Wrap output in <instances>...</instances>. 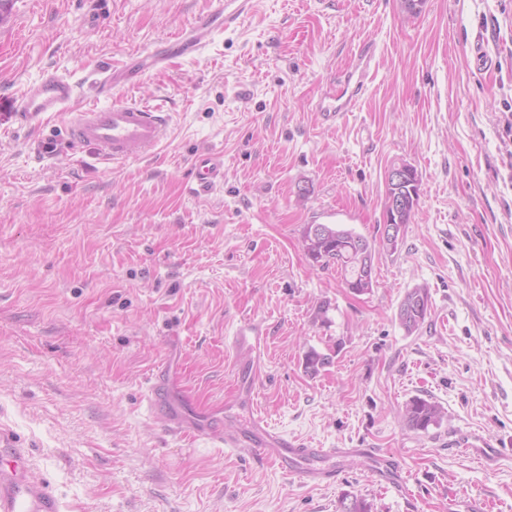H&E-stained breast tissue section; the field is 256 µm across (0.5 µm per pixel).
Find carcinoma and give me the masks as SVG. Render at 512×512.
Segmentation results:
<instances>
[{"label": "carcinoma", "mask_w": 512, "mask_h": 512, "mask_svg": "<svg viewBox=\"0 0 512 512\" xmlns=\"http://www.w3.org/2000/svg\"><path fill=\"white\" fill-rule=\"evenodd\" d=\"M303 251L306 258L321 268L331 265L340 269L344 283L356 294L367 293L376 284L374 257L380 249L390 254L401 250L404 239H392L387 234L377 240H369L352 229L339 224H308L302 233ZM431 296L425 285L409 289L398 308V321L406 335L418 332L431 313ZM331 363V356L311 348L305 353L306 373L319 374ZM442 407L430 398L414 397L403 410L405 425L423 433L441 425ZM336 512H371V505L364 499L350 494L343 495Z\"/></svg>", "instance_id": "cac0c4a2"}]
</instances>
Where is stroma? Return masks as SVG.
I'll return each mask as SVG.
<instances>
[{"label": "stroma", "mask_w": 512, "mask_h": 512, "mask_svg": "<svg viewBox=\"0 0 512 512\" xmlns=\"http://www.w3.org/2000/svg\"><path fill=\"white\" fill-rule=\"evenodd\" d=\"M214 0H10L0 97L69 74L76 107L166 103L149 154L106 163L72 148L65 117L22 128L0 112V493L15 481L52 512H512V0H256L194 59L102 92L105 68L175 37ZM375 71L356 109L316 104L359 46ZM53 153H46L45 144ZM224 155L208 188L194 156ZM414 166L404 245L374 259L370 293L310 264L306 224L367 238L385 175ZM432 309L413 335L397 312L417 285ZM259 323L258 353L235 348ZM331 355L318 375L308 349ZM173 367L190 407L237 427L262 416L333 458L312 486L212 439L168 434L150 402ZM445 410L422 433L413 397ZM497 449L486 459L473 443ZM394 457L404 486L355 456ZM402 417L408 428L426 433L441 425L444 411L432 398L414 397L405 404Z\"/></svg>", "instance_id": "stroma-1"}]
</instances>
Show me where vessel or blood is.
Masks as SVG:
<instances>
[{
  "instance_id": "b4317fda",
  "label": "vessel or blood",
  "mask_w": 512,
  "mask_h": 512,
  "mask_svg": "<svg viewBox=\"0 0 512 512\" xmlns=\"http://www.w3.org/2000/svg\"><path fill=\"white\" fill-rule=\"evenodd\" d=\"M254 0H218L209 13L195 21L168 43L139 55L137 62L109 69L101 81L103 89L120 83H133L142 72L164 67L170 59L194 58L201 55L224 31L236 27L250 14ZM374 68L371 47L360 49L352 64L334 80L326 91L319 109L324 118L337 120L353 111L366 90ZM76 86L69 77L50 72L31 83L11 99L10 110L20 124L38 127L50 113L68 114L69 135L73 144L90 148L103 161H122L155 147L169 129L170 116L162 105L133 101L74 109ZM223 155L203 152L192 164V176L199 187H207L222 176ZM153 402L163 414L167 429L176 435L214 438L229 448H248L259 459L275 463L282 471L306 484L333 481V471L315 467L317 459L327 456L324 448H311L304 442L272 429L262 417H253L248 429H225L221 417L206 415L187 408L173 395L165 377H156L151 388ZM28 489L14 484L6 496L0 497V512H43V504L27 507Z\"/></svg>"
}]
</instances>
